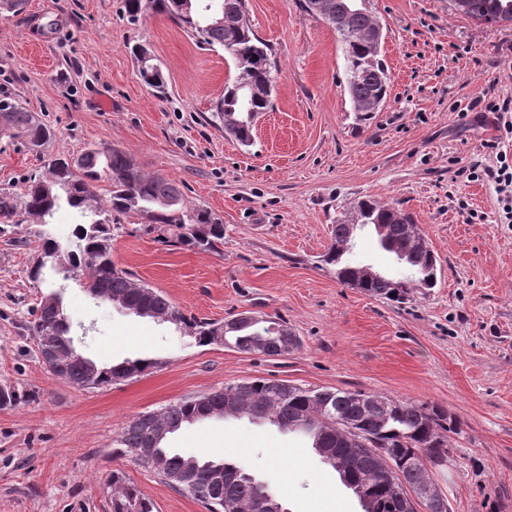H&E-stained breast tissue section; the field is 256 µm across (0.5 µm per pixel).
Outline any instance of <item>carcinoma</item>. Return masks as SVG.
Returning <instances> with one entry per match:
<instances>
[{
  "instance_id": "cac0c4a2",
  "label": "carcinoma",
  "mask_w": 512,
  "mask_h": 512,
  "mask_svg": "<svg viewBox=\"0 0 512 512\" xmlns=\"http://www.w3.org/2000/svg\"><path fill=\"white\" fill-rule=\"evenodd\" d=\"M301 8L319 17L336 31L343 46L346 84L354 111H365L370 100L388 95L389 74L372 39L376 20L362 8L360 0H300ZM130 21L139 20L143 9L170 18L184 31L209 47L223 49L234 61L236 76L225 85L224 94L212 109V121L224 133L243 145L253 139L251 116L269 109L272 90L245 97L242 89L253 90L272 81L268 45L252 29L247 0H124ZM512 8V0H466L465 14L487 24L503 17ZM216 9L227 16L217 25L210 17ZM144 83L163 92L165 77L161 67L140 72ZM0 134L19 139L29 149L42 152L54 137V131L23 104L11 97L0 98ZM46 174L32 175L19 192L0 190V237L13 233V226L23 217L33 219L35 229L29 234L40 242L39 263L30 276L37 281L44 269L64 273V279L79 276L89 295L102 302H112L142 317L157 313L171 316L169 323L183 329L200 345L217 342L220 334L245 353L253 351L260 340L273 345L286 336L291 349L301 342L284 320L264 318L256 322L240 321L224 330L225 323L188 316L164 294L134 281L133 274L117 267L112 259L111 223L116 216L134 214L148 219L147 228L171 231L175 243L207 252L224 246V225L203 206H189L179 185L159 173L140 170L134 160L119 148L99 149L85 146L69 156L44 159ZM108 182V196L97 190L99 182ZM72 209L79 220L74 238L61 241L48 228L49 220L62 205ZM396 206L361 200L362 225L374 228L380 247L395 254L410 271L409 276L394 281L377 273L362 280L356 278L360 267L345 259L352 245L349 225L340 221L331 225V245L323 261L342 274L341 282L359 288L372 297L403 301L419 290L437 284V259L434 252H415V238L409 226L413 216L403 213V222L391 220ZM54 305L36 307L31 328L33 339L50 336L48 346L69 348L72 339L67 330H56L63 312L61 297L49 293ZM153 366L149 360H126L109 368H86L64 356L51 360L48 371L75 388H98L144 373ZM236 402L246 407L253 419H279L288 430L299 431L313 448H329L332 456L324 462L339 470V459L351 456L355 468L366 482L368 493L360 496L363 512H403L400 495L421 493L433 484L427 465H436L448 457V431L454 428L448 412L427 403H410L387 395L334 388H306L285 381L254 379L181 399L165 407L159 419L173 433L185 425L204 419L206 409L217 415L224 405ZM154 417L144 413L135 417L116 439L112 454L127 457L147 470L151 463L137 458V451L148 445L154 433ZM112 512H152L150 499L126 475L112 472ZM259 487L235 471L224 472V486L216 487L209 475L198 474L190 493L197 501L211 507L219 499L224 504L257 497Z\"/></svg>"
}]
</instances>
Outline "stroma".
Masks as SVG:
<instances>
[{"mask_svg": "<svg viewBox=\"0 0 512 512\" xmlns=\"http://www.w3.org/2000/svg\"><path fill=\"white\" fill-rule=\"evenodd\" d=\"M122 0H28L0 13V97L18 99L55 131L53 152L117 147L149 173L179 184L186 201L224 226L220 252L162 243L124 216L113 232L118 267L185 313H239L288 322L301 345L288 355L201 346L174 325L92 299L63 283L74 345L102 366L149 358L139 377L78 390L38 359L29 327L46 287L29 276L36 245L0 240V386L22 399L0 407V512H112L113 470L153 512H207L129 458L115 439L139 414L255 378L361 390L446 410L445 467L430 469L449 512H512V224L498 221L494 185L467 179L494 165L484 143L493 114L476 101H512V26L452 11L448 0H372L386 34L385 106L352 109L336 33L299 0H247L273 49L272 106L251 146L211 121L235 75L222 49L199 48L168 17L130 22ZM147 46L167 79L145 86L131 49ZM18 140L0 137V188L40 171ZM370 197L410 212L442 268L435 288L398 303L340 283L321 257L342 210ZM348 258L406 277L371 228ZM183 456L239 464L289 512H362L357 498L301 436L248 419L211 418L168 434Z\"/></svg>", "mask_w": 512, "mask_h": 512, "instance_id": "1", "label": "stroma"}]
</instances>
